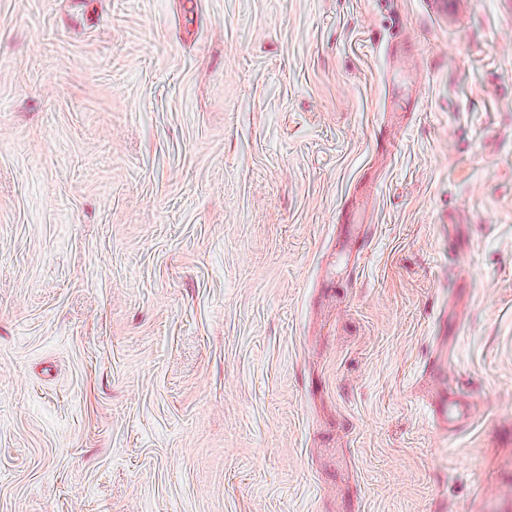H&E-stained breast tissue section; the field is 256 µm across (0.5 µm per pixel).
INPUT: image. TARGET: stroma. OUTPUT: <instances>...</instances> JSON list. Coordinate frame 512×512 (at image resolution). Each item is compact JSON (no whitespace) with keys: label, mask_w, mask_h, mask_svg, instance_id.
<instances>
[{"label":"stroma","mask_w":512,"mask_h":512,"mask_svg":"<svg viewBox=\"0 0 512 512\" xmlns=\"http://www.w3.org/2000/svg\"><path fill=\"white\" fill-rule=\"evenodd\" d=\"M455 3L0 0V512L512 505V0ZM432 406L437 422L448 426V432L462 427L468 420L467 409L454 403L445 393L438 392Z\"/></svg>","instance_id":"stroma-1"}]
</instances>
